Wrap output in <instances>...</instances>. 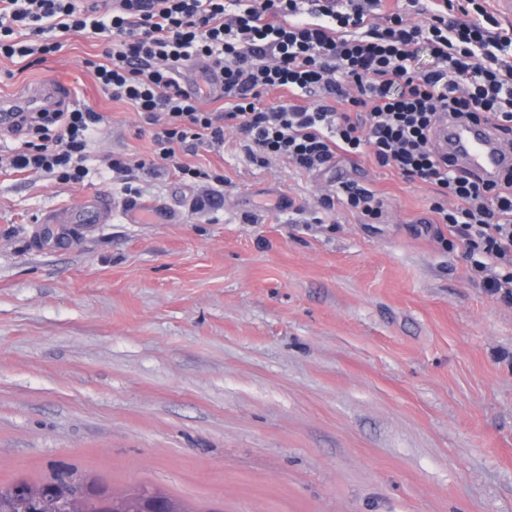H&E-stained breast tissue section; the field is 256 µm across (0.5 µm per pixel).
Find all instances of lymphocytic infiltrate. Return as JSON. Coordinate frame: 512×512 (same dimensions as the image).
<instances>
[{
  "mask_svg": "<svg viewBox=\"0 0 512 512\" xmlns=\"http://www.w3.org/2000/svg\"><path fill=\"white\" fill-rule=\"evenodd\" d=\"M408 4L419 22L400 9L382 13V0H0V55L39 62L71 33L110 38L103 61L89 66L103 92L153 125L156 149L138 163L148 175L172 166L223 183L179 163L176 150L221 146L231 128L256 162L280 156L312 172L341 155L366 157L428 185L433 221L448 230L442 245L461 250L472 278L512 305V168L474 175L437 142L448 120L512 143V30L485 0ZM423 51L433 67H418ZM192 61L216 73L221 108H204L181 86ZM274 90L288 102L262 106ZM103 121L88 107L26 113L9 166L82 182ZM338 204L367 224L383 215L377 194L352 181L321 200Z\"/></svg>",
  "mask_w": 512,
  "mask_h": 512,
  "instance_id": "1",
  "label": "lymphocytic infiltrate"
}]
</instances>
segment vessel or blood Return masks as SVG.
Here are the masks:
<instances>
[{
    "label": "vessel or blood",
    "instance_id": "1",
    "mask_svg": "<svg viewBox=\"0 0 512 512\" xmlns=\"http://www.w3.org/2000/svg\"><path fill=\"white\" fill-rule=\"evenodd\" d=\"M441 136L469 168L486 176H496L506 163L512 162V153L502 149L487 128L451 125L442 130ZM111 210V198L95 196L58 216L57 221L61 224H103Z\"/></svg>",
    "mask_w": 512,
    "mask_h": 512
}]
</instances>
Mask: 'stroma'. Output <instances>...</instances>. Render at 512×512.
<instances>
[{
  "label": "stroma",
  "instance_id": "1",
  "mask_svg": "<svg viewBox=\"0 0 512 512\" xmlns=\"http://www.w3.org/2000/svg\"><path fill=\"white\" fill-rule=\"evenodd\" d=\"M69 36L0 56V100L52 80L101 112L84 182L17 173L0 132V483L68 469L181 512H512V306L427 227L432 191L367 158L313 173L248 159L233 129L183 164L122 177L153 131ZM355 180L364 224L320 199ZM168 218L132 224L126 187ZM110 195L105 224H49ZM337 201L351 213L358 215L364 224H374L383 215L382 200L369 188L357 182H342L335 195L324 196L323 209H334Z\"/></svg>",
  "mask_w": 512,
  "mask_h": 512
}]
</instances>
